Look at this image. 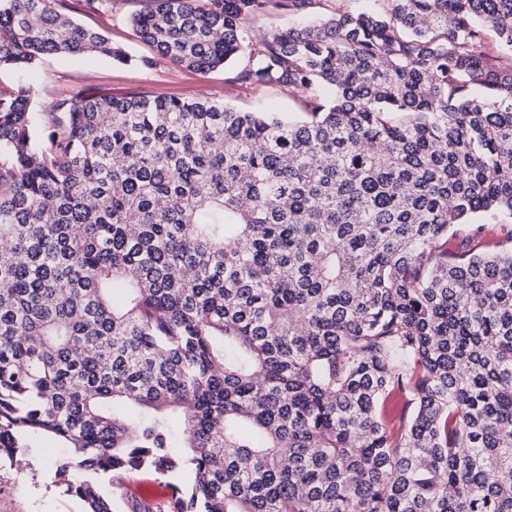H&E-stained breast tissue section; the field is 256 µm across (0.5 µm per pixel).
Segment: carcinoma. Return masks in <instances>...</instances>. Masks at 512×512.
<instances>
[{
  "label": "carcinoma",
  "mask_w": 512,
  "mask_h": 512,
  "mask_svg": "<svg viewBox=\"0 0 512 512\" xmlns=\"http://www.w3.org/2000/svg\"><path fill=\"white\" fill-rule=\"evenodd\" d=\"M52 2L0 0V66L152 65ZM305 2L131 17L304 120L0 96V459L53 438L84 512L142 467L189 475L176 512H512V69L481 46L512 52V0H334L255 39Z\"/></svg>",
  "instance_id": "1"
}]
</instances>
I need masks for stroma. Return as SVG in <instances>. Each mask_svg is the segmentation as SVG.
Returning a JSON list of instances; mask_svg holds the SVG:
<instances>
[{
  "mask_svg": "<svg viewBox=\"0 0 512 512\" xmlns=\"http://www.w3.org/2000/svg\"><path fill=\"white\" fill-rule=\"evenodd\" d=\"M147 5L148 0H114L111 11L92 12L84 0H63L61 10L135 58L154 57L152 48L137 38L129 23L131 16ZM154 59L153 66L147 68L105 57L49 54L24 72L1 67L0 90L33 87V109L39 113L62 96L87 90L116 97L212 99L240 110L264 109L296 119L304 116L299 96L281 89L254 92L236 82L241 61L203 74L167 59ZM54 448V441L44 436L32 441L26 450L32 471L25 475L9 461H0V512H83L81 502L65 494L56 482Z\"/></svg>",
  "mask_w": 512,
  "mask_h": 512,
  "instance_id": "stroma-1",
  "label": "stroma"
}]
</instances>
